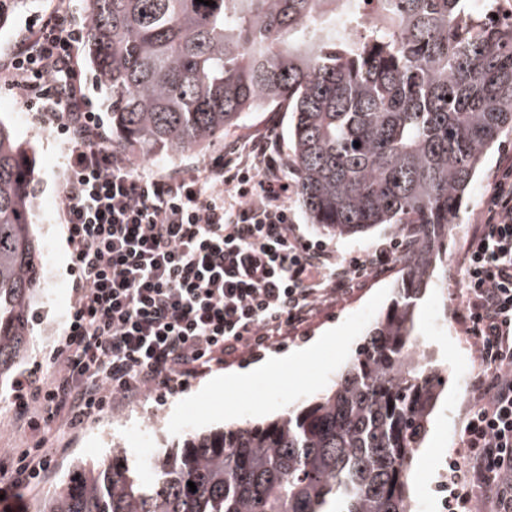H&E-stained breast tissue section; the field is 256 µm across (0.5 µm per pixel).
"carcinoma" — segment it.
<instances>
[{
    "mask_svg": "<svg viewBox=\"0 0 512 512\" xmlns=\"http://www.w3.org/2000/svg\"><path fill=\"white\" fill-rule=\"evenodd\" d=\"M87 0L85 53L125 144L177 157L250 112L292 113L312 224L412 226L390 307L326 393L195 433L144 463L112 449L39 512H411L409 471L446 386L418 301L485 155L512 128V20L471 0ZM360 147H354V143ZM27 150L0 120V382L28 351L38 248ZM196 491H189L188 482Z\"/></svg>",
    "mask_w": 512,
    "mask_h": 512,
    "instance_id": "1",
    "label": "carcinoma"
}]
</instances>
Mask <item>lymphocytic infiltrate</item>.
Returning <instances> with one entry per match:
<instances>
[{
  "label": "lymphocytic infiltrate",
  "mask_w": 512,
  "mask_h": 512,
  "mask_svg": "<svg viewBox=\"0 0 512 512\" xmlns=\"http://www.w3.org/2000/svg\"><path fill=\"white\" fill-rule=\"evenodd\" d=\"M67 15L60 5L10 64L27 107L52 114L67 137L61 217L76 298L49 373L15 382L16 419L34 431L80 427L268 346L322 300L361 287L395 250L348 256L304 238L272 131L172 176L134 165L86 105V28ZM463 278L484 371L462 438L470 466L450 473L448 512H473L476 488L490 492L493 512H512V168L495 181ZM53 457L38 443L14 449L0 478L31 486Z\"/></svg>",
  "instance_id": "lymphocytic-infiltrate-1"
}]
</instances>
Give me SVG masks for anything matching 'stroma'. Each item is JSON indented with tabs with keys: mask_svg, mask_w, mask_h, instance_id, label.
I'll list each match as a JSON object with an SVG mask.
<instances>
[{
	"mask_svg": "<svg viewBox=\"0 0 512 512\" xmlns=\"http://www.w3.org/2000/svg\"><path fill=\"white\" fill-rule=\"evenodd\" d=\"M58 6V0H30L26 8L0 28V65L9 61L20 44L54 16ZM0 119L24 142L34 171L32 222L39 243L40 275L35 289L36 317L28 336V353L16 368L21 374L34 365L48 363L73 302L72 278L67 271L70 251L59 208V196L66 180L63 163L66 141L57 134L53 117L29 110L16 89L3 82H0ZM271 128L285 143L283 162H290L291 150L286 143L291 116L283 111L249 113L242 126L226 131L223 137L212 140L199 151L175 160L161 152L149 154L138 150L129 151L128 156L135 163L169 175L209 164L229 143L249 144ZM509 167H512L511 129L501 134L462 200L459 226L448 236L447 287L429 290L421 304L420 342L423 350L440 366L448 393L441 397L432 415L424 447L414 454L410 481L413 512H443L442 495L435 492L433 486L448 460L462 459L464 425L468 414L479 404L472 377L481 370L480 359L474 339L462 320L463 261L483 222L495 179ZM290 203L302 235L330 242L347 254L369 253L398 236L395 226L383 224L362 234L339 237L309 223L300 196H292ZM399 268V261L391 260L383 270L370 275L363 288L325 302L316 315L282 343L262 349L256 355L246 354L225 361L222 367L190 380L183 390L166 395L164 399L148 395L123 404L112 415L77 430L64 425L53 427L45 437L46 447L58 451L51 473L41 484L26 490L20 499L8 497L0 505L6 512H37L74 464H99L112 445L126 448L129 455L138 458L148 452L160 454L190 433L236 426L245 421L265 423L278 418L286 408L305 404L326 392L364 342L371 325L389 307ZM306 348L313 351L309 362L290 374L258 376L247 387L233 386V379L250 371L255 364L286 358ZM219 377L226 381L224 388L212 390L214 379Z\"/></svg>",
	"mask_w": 512,
	"mask_h": 512,
	"instance_id": "35a3bbf8",
	"label": "stroma"
}]
</instances>
